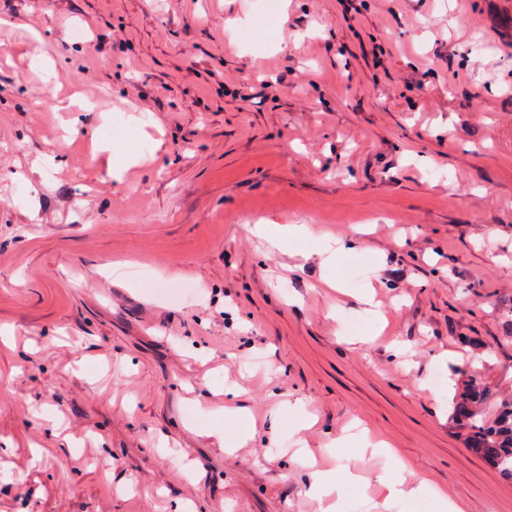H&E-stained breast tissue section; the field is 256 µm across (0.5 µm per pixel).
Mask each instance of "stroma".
<instances>
[{"instance_id":"35a3bbf8","label":"stroma","mask_w":512,"mask_h":512,"mask_svg":"<svg viewBox=\"0 0 512 512\" xmlns=\"http://www.w3.org/2000/svg\"><path fill=\"white\" fill-rule=\"evenodd\" d=\"M274 4L0 0V512H320L308 454L336 512H433L383 510L358 421L512 512L448 401L460 368L512 396V0ZM250 232L272 249H281L286 241H300L312 235L304 224H252ZM310 474L312 478L310 492L320 503H322L324 498H332L335 494L342 492L332 473L316 470Z\"/></svg>"}]
</instances>
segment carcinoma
Listing matches in <instances>:
<instances>
[{"mask_svg": "<svg viewBox=\"0 0 512 512\" xmlns=\"http://www.w3.org/2000/svg\"><path fill=\"white\" fill-rule=\"evenodd\" d=\"M464 386L465 392L456 409L467 421L474 445L493 463L503 479L512 481V400H500L491 424L480 423L481 406L494 396L471 378L464 380Z\"/></svg>", "mask_w": 512, "mask_h": 512, "instance_id": "obj_1", "label": "carcinoma"}]
</instances>
